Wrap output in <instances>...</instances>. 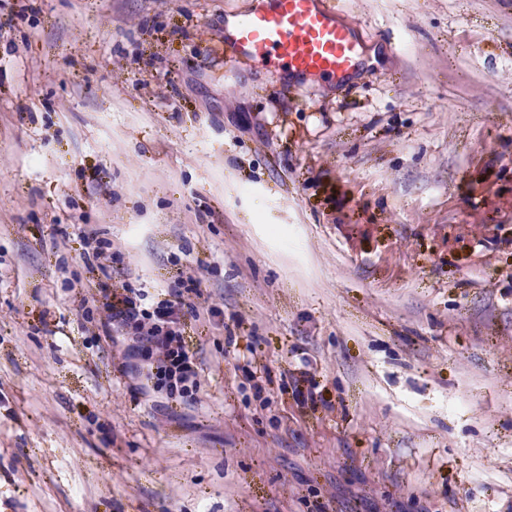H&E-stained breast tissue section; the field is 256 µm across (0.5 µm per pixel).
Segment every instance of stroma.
Masks as SVG:
<instances>
[{"label":"stroma","mask_w":512,"mask_h":512,"mask_svg":"<svg viewBox=\"0 0 512 512\" xmlns=\"http://www.w3.org/2000/svg\"><path fill=\"white\" fill-rule=\"evenodd\" d=\"M334 2L0 0V512H512V0ZM190 277L182 401L103 321ZM222 45L230 73L260 62L343 81L361 66L357 32L328 0H255L245 15L224 19Z\"/></svg>","instance_id":"1"}]
</instances>
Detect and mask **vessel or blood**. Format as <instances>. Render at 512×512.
<instances>
[{
    "label": "vessel or blood",
    "instance_id": "b4317fda",
    "mask_svg": "<svg viewBox=\"0 0 512 512\" xmlns=\"http://www.w3.org/2000/svg\"><path fill=\"white\" fill-rule=\"evenodd\" d=\"M222 45L230 73L259 62L342 81L361 66L357 32L330 0H254L245 15L225 19Z\"/></svg>",
    "mask_w": 512,
    "mask_h": 512
}]
</instances>
